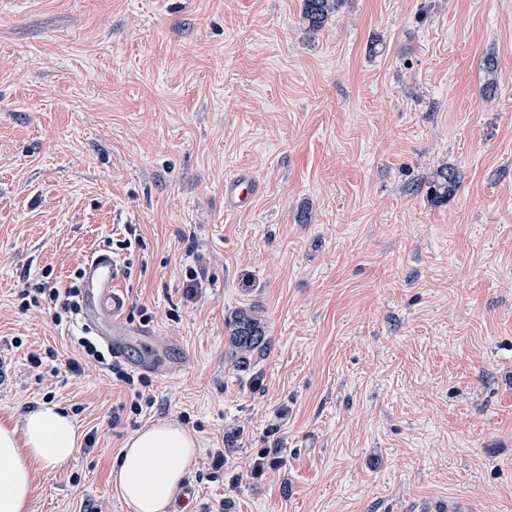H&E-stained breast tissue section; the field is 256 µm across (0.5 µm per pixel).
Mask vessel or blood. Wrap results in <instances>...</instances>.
Returning a JSON list of instances; mask_svg holds the SVG:
<instances>
[{"instance_id": "vessel-or-blood-1", "label": "vessel or blood", "mask_w": 512, "mask_h": 512, "mask_svg": "<svg viewBox=\"0 0 512 512\" xmlns=\"http://www.w3.org/2000/svg\"><path fill=\"white\" fill-rule=\"evenodd\" d=\"M256 190V181L251 175H237L225 182L224 201L233 209L249 208ZM119 281V266L110 253L100 252L88 258L81 280L82 326L100 336L114 356L124 357L130 345H137L139 356L132 365L134 371L160 379L176 377L183 365L167 358L170 342L153 329L129 321L127 300Z\"/></svg>"}]
</instances>
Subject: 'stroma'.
<instances>
[{
    "instance_id": "1",
    "label": "stroma",
    "mask_w": 512,
    "mask_h": 512,
    "mask_svg": "<svg viewBox=\"0 0 512 512\" xmlns=\"http://www.w3.org/2000/svg\"><path fill=\"white\" fill-rule=\"evenodd\" d=\"M300 7L0 0V307L137 224L120 284L187 361L116 419L128 389L71 377L49 314L0 318V423L43 401L22 336L58 351L52 401L101 437L33 465L28 512H129L112 464L161 422L224 451L217 479L187 469L190 512H512V0H344L313 34ZM445 162L462 180L437 203ZM241 173L246 211L224 204ZM189 252L220 259L204 305ZM240 309L266 331L245 372ZM274 447L275 475L249 477ZM461 181L458 169L450 163H442L433 172L427 183L426 193L434 200H448ZM256 190V180L251 175L238 174L224 182V202L233 209H247ZM183 273V288L186 295L196 301H205L208 298V288L214 284L206 264H185Z\"/></svg>"
}]
</instances>
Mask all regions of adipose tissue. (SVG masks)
Instances as JSON below:
<instances>
[{
  "label": "adipose tissue",
  "instance_id": "obj_1",
  "mask_svg": "<svg viewBox=\"0 0 512 512\" xmlns=\"http://www.w3.org/2000/svg\"><path fill=\"white\" fill-rule=\"evenodd\" d=\"M78 446L73 418L54 403L26 411L21 426L0 425V512H27L32 464L56 468ZM197 452L195 438L173 423H158L130 437L113 475L132 512H166Z\"/></svg>",
  "mask_w": 512,
  "mask_h": 512
}]
</instances>
